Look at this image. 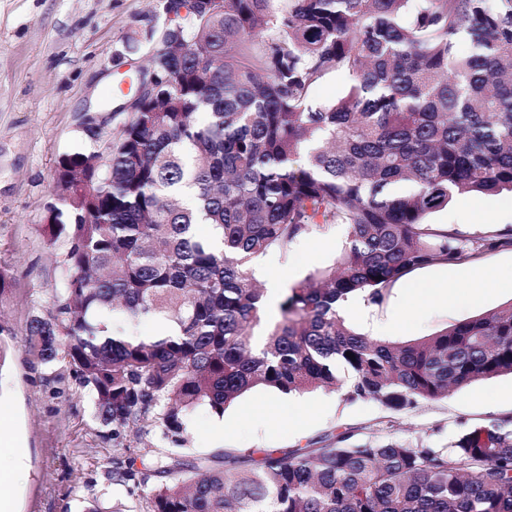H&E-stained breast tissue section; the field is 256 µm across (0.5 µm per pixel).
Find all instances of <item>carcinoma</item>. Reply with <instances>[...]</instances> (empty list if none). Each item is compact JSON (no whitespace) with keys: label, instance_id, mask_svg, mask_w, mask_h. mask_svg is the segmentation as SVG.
Masks as SVG:
<instances>
[{"label":"carcinoma","instance_id":"cac0c4a2","mask_svg":"<svg viewBox=\"0 0 512 512\" xmlns=\"http://www.w3.org/2000/svg\"><path fill=\"white\" fill-rule=\"evenodd\" d=\"M181 5L147 34L156 48L137 74L154 81L111 153L58 163L43 235L67 242V275L26 328L112 435L174 445L116 460L107 478L145 492L147 512H512V417L446 447L347 446L342 433L316 448L180 452L196 408L222 418L258 385L401 411L512 375V303L404 342L340 314L352 297L382 304L416 269L512 249L511 229L467 247L426 222L457 196L512 192V0ZM337 70L347 92L314 103ZM339 224V267L288 288L267 324L253 260ZM157 319L178 333L135 332Z\"/></svg>","mask_w":512,"mask_h":512}]
</instances>
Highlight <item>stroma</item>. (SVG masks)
I'll list each match as a JSON object with an SVG mask.
<instances>
[{"label":"stroma","instance_id":"35a3bbf8","mask_svg":"<svg viewBox=\"0 0 512 512\" xmlns=\"http://www.w3.org/2000/svg\"><path fill=\"white\" fill-rule=\"evenodd\" d=\"M162 22L158 0H0V268L10 276L0 295V397L14 407L13 423L0 428V475L10 479L0 491L13 512H84L91 497L107 508L120 503L127 512H145L144 499L112 483L106 472L141 444L167 446L155 435L144 442L129 432L106 437L88 392L64 365H42L25 343L31 315L50 310L66 275L63 244L49 245L42 234L57 162L76 152H107L120 124L111 122L99 140L88 139L82 132L88 105L104 103L116 91L130 93V73L146 66L153 51L145 35ZM133 38L139 42L134 54L127 49ZM427 221L460 239L478 240L512 228V192L456 197ZM347 232L340 225L333 235L303 239L288 260L269 253L253 268L277 267L286 285H294L337 262ZM474 265L488 268L496 286L469 303L459 295ZM412 280L447 287L456 298L404 304ZM511 303L512 250L493 249L472 265L417 269L397 281L381 305L362 306L346 321L372 337L401 308L407 328L397 338L407 341ZM506 416H512L511 375L398 412L371 400L347 401L339 391L286 396L258 386L223 417L203 407L191 413L186 453L299 448L344 432L358 442L443 447L461 431Z\"/></svg>","mask_w":512,"mask_h":512}]
</instances>
